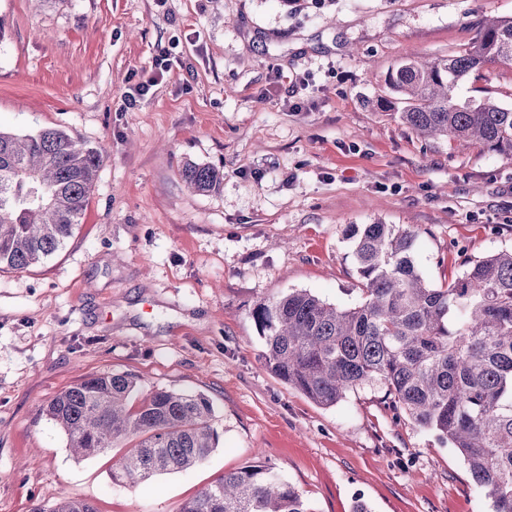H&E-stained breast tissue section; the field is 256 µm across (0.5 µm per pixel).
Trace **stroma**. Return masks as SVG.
<instances>
[{
  "mask_svg": "<svg viewBox=\"0 0 512 512\" xmlns=\"http://www.w3.org/2000/svg\"><path fill=\"white\" fill-rule=\"evenodd\" d=\"M512 0H0V129L56 128L109 157L72 238L0 272V512L63 498L180 512L224 473L281 471L313 512H491L455 451L365 385L317 405L264 366L255 304L360 299L353 235L416 231L433 287L512 249V153L426 142L376 104L389 69L466 48ZM165 66H157V58ZM150 81L127 105L130 88ZM512 101V68L460 95ZM222 170L189 191L185 162ZM200 393L218 447L137 486L118 448L79 460L42 413L83 377Z\"/></svg>",
  "mask_w": 512,
  "mask_h": 512,
  "instance_id": "1",
  "label": "stroma"
}]
</instances>
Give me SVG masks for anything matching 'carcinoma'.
Returning a JSON list of instances; mask_svg holds the SVG:
<instances>
[{
    "label": "carcinoma",
    "instance_id": "carcinoma-1",
    "mask_svg": "<svg viewBox=\"0 0 512 512\" xmlns=\"http://www.w3.org/2000/svg\"><path fill=\"white\" fill-rule=\"evenodd\" d=\"M512 66V20L479 24L463 51L432 61L406 58L386 75L399 119L425 141L477 143L512 152V106L456 94L470 74ZM107 157L57 129L0 130V271L24 270L73 235ZM182 179L218 189L224 174L187 162ZM415 234L367 224L353 257L360 301L337 307L305 291L252 310L264 366L313 402L331 407L360 386L386 388L395 419L436 434L455 449L493 512H512V250L467 262L445 287L415 266ZM43 414L78 457L122 448L112 481L138 485L187 472L218 444L213 407L202 395L163 388L140 392L136 377L103 373L52 399ZM34 512H96L64 498ZM182 512H312L298 488L269 466L228 472L188 500Z\"/></svg>",
    "mask_w": 512,
    "mask_h": 512
}]
</instances>
